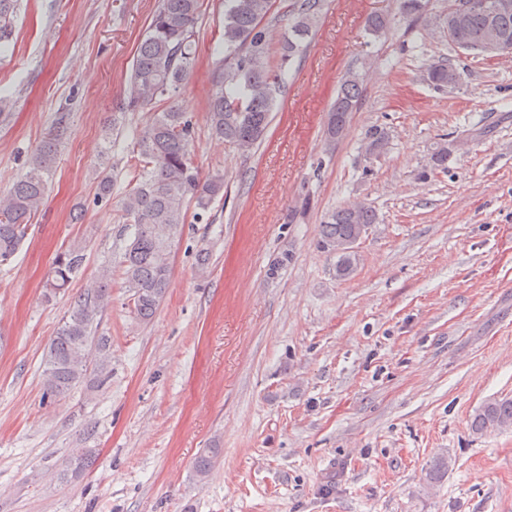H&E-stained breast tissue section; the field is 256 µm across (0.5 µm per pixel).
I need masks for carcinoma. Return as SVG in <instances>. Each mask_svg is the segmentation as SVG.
<instances>
[{
  "label": "carcinoma",
  "instance_id": "carcinoma-1",
  "mask_svg": "<svg viewBox=\"0 0 512 512\" xmlns=\"http://www.w3.org/2000/svg\"><path fill=\"white\" fill-rule=\"evenodd\" d=\"M429 0H400L402 18L413 22L426 13ZM325 0H292L288 4V32L274 48L266 36L276 18L277 0H224L221 41L214 47L206 121L216 139L245 155L265 138L270 113L285 88L287 68L306 50L307 39L324 9ZM203 0H158L151 22L133 57L119 112H147L146 124L133 130V152L139 168L124 192L122 212L129 240L120 257L127 288L132 292L138 319H150L170 287L172 248L182 234L189 207L201 221L224 197V175L205 176L193 157L195 127L176 100L189 79L199 52V24ZM20 0H0V58L13 54L12 27ZM448 40L465 44L477 54L489 44L497 55L512 53V0H472L469 9L451 11L445 19ZM422 80L435 89L452 88L461 72L449 60L437 59L424 69ZM362 99V79L347 73L324 122L325 140L336 144V125L352 120ZM67 135L60 119L30 155L25 171L5 192H0V265L21 249L28 226L43 206L59 147ZM388 142V133L374 128L366 135L364 156L376 159ZM453 145H441L430 157V171L444 169ZM97 194L109 198L115 178L107 168L98 170ZM376 210L355 202L326 212L318 247L336 258V277L347 279L357 268L351 243L378 223ZM86 246L79 243L57 254L45 297L70 286L85 261ZM111 266L100 268L92 286L70 304L68 315L44 351L42 363L46 394L58 396L80 383L101 389L110 380V339L96 335L100 317L111 297ZM471 430L512 429V398H492L474 413ZM96 449L81 448L61 465L64 480L90 468ZM220 449H207L195 466L204 479ZM455 464L449 452L438 456L428 472L434 486Z\"/></svg>",
  "mask_w": 512,
  "mask_h": 512
}]
</instances>
